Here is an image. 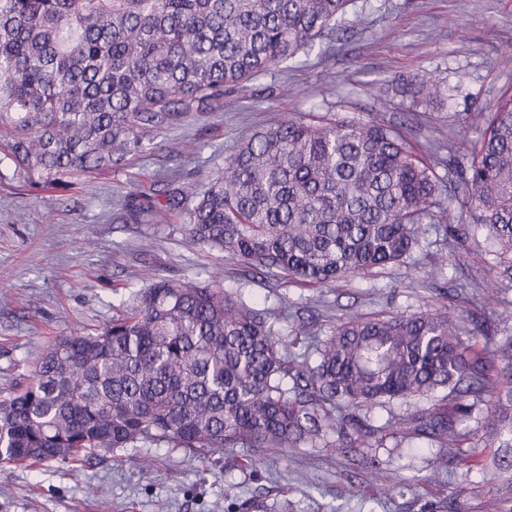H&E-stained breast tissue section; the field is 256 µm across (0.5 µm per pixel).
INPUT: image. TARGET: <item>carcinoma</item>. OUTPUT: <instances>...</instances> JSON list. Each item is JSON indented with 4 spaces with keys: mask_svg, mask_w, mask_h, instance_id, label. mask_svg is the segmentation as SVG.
Wrapping results in <instances>:
<instances>
[{
    "mask_svg": "<svg viewBox=\"0 0 512 512\" xmlns=\"http://www.w3.org/2000/svg\"><path fill=\"white\" fill-rule=\"evenodd\" d=\"M353 0H0V161L62 186L121 166L191 112L315 46ZM413 106L442 107L448 86L403 85ZM473 160L448 170L512 281V102L489 112ZM443 179L393 130L372 121L282 119L242 142L201 191L160 206L129 193L122 209L161 221L187 209L185 231L256 274L326 288L409 258L432 225ZM97 334L49 344L32 379L0 399V463L78 462L96 451L164 446L264 455L323 445L380 447L388 437L448 453L434 472L480 464L468 422L501 480L448 512H512V336L473 315L366 317L349 312L322 338L277 336L279 315L218 284L157 278L120 303ZM426 400L392 412L372 409Z\"/></svg>",
    "mask_w": 512,
    "mask_h": 512,
    "instance_id": "obj_1",
    "label": "carcinoma"
}]
</instances>
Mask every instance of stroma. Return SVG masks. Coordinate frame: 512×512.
Returning a JSON list of instances; mask_svg holds the SVG:
<instances>
[{
  "mask_svg": "<svg viewBox=\"0 0 512 512\" xmlns=\"http://www.w3.org/2000/svg\"><path fill=\"white\" fill-rule=\"evenodd\" d=\"M345 19L323 37V51L246 82L231 106L163 130L151 153L129 157L121 170L77 175L72 187L49 192L36 174L0 162V396L27 382L47 344L105 327L154 274L216 279L255 308L288 310L292 320L275 324L288 341L310 320L329 336L337 316L353 310L463 312L512 335V288L501 304L483 296L497 268L480 233L457 243L430 232L403 263L315 289L279 273L254 275L192 241L185 214L153 224L121 210L120 200L143 185H154L161 203L167 188L207 183L241 141L285 117L375 121L416 148L430 146L444 124L457 161L469 165L489 107L512 100V0H355ZM426 73L447 84V109L414 110L387 91ZM441 255L443 277L429 278ZM451 280L458 290L448 295ZM436 454L406 444L372 457L320 446L248 467L220 451H102L74 467L0 465V512H244L253 499L267 512H429L451 491L491 487L492 472L478 468L434 476Z\"/></svg>",
  "mask_w": 512,
  "mask_h": 512,
  "instance_id": "stroma-1",
  "label": "stroma"
}]
</instances>
